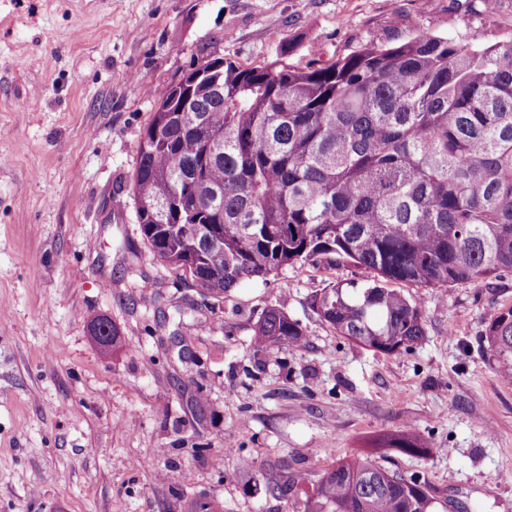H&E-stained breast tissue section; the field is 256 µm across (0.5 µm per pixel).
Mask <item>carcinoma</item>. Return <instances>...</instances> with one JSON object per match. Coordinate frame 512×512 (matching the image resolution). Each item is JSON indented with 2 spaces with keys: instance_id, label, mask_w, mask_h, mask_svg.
<instances>
[{
  "instance_id": "1",
  "label": "carcinoma",
  "mask_w": 512,
  "mask_h": 512,
  "mask_svg": "<svg viewBox=\"0 0 512 512\" xmlns=\"http://www.w3.org/2000/svg\"><path fill=\"white\" fill-rule=\"evenodd\" d=\"M137 221L152 252L222 295L323 257L374 273L338 282L313 308L338 336L398 354L426 335L402 285L483 282L512 269V38L493 45L419 34L319 67L217 57L156 93L137 145ZM120 348L107 318L92 324ZM278 308L254 346L302 343ZM490 366L512 378V306L487 322ZM422 455L427 441H390ZM305 512H467L354 454L332 463Z\"/></svg>"
}]
</instances>
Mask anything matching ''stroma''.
<instances>
[{"label":"stroma","instance_id":"1","mask_svg":"<svg viewBox=\"0 0 512 512\" xmlns=\"http://www.w3.org/2000/svg\"><path fill=\"white\" fill-rule=\"evenodd\" d=\"M422 33L496 43L512 0H0V512H304L355 453L512 512V379L481 340L512 270L414 289L426 334L389 356L312 308L370 271L298 263L208 297L149 250L131 196L155 94L201 55L304 68ZM271 307L303 345L255 351ZM394 433L431 448L380 447ZM284 464L305 479L278 498Z\"/></svg>","mask_w":512,"mask_h":512}]
</instances>
